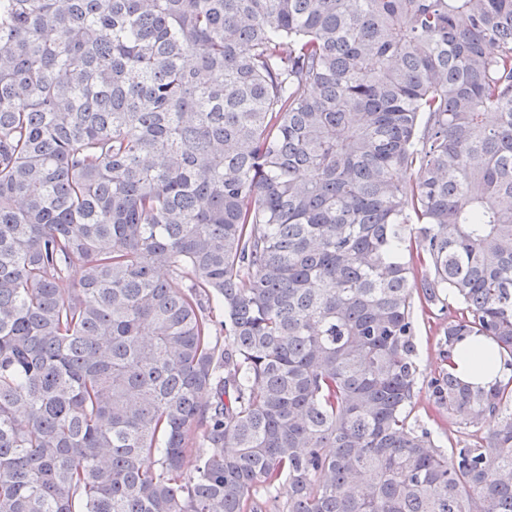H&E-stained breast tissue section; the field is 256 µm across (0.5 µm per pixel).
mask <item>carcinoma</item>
<instances>
[{
  "instance_id": "1",
  "label": "carcinoma",
  "mask_w": 512,
  "mask_h": 512,
  "mask_svg": "<svg viewBox=\"0 0 512 512\" xmlns=\"http://www.w3.org/2000/svg\"><path fill=\"white\" fill-rule=\"evenodd\" d=\"M469 336L512 367V0H0V512H512ZM415 344L417 364V392L413 403L408 408L409 421L432 432L435 444L445 451L450 450L458 441L468 439L470 428L465 425L449 424L448 414L436 412L429 399L428 382L435 375L441 364V320L435 315L424 313L415 298ZM476 351L489 355L491 362L484 365L477 361L472 357V353ZM454 361L458 375L478 386H487L512 376V369L506 365L504 359H499L493 344L481 337L471 336L462 341L455 352Z\"/></svg>"
}]
</instances>
